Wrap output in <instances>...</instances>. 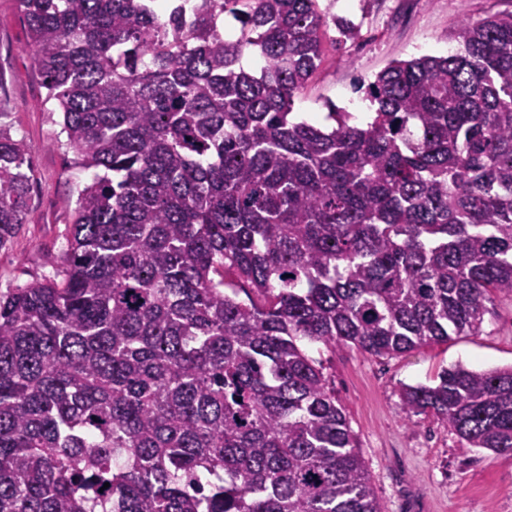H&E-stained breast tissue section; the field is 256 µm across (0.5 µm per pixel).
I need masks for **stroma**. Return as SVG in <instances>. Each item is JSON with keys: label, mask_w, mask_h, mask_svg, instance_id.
I'll return each instance as SVG.
<instances>
[{"label": "stroma", "mask_w": 512, "mask_h": 512, "mask_svg": "<svg viewBox=\"0 0 512 512\" xmlns=\"http://www.w3.org/2000/svg\"><path fill=\"white\" fill-rule=\"evenodd\" d=\"M331 14L351 20L352 39L329 28L321 64L295 107L312 118L331 101L365 112L360 81L395 60L449 55L459 45L451 32L461 21L479 22L512 12V0H319ZM47 90L27 47L17 0H0V111L13 137L31 149L34 177L27 221L0 245V292L58 282L74 220L77 189L91 171L75 166L61 146L62 114L46 103ZM321 361L339 400L385 512H512V458L462 447L448 426L430 414L403 411V386L432 383L441 370L463 364L476 370L512 365V298H495L479 334L455 336L393 358L356 347L334 352L307 345Z\"/></svg>", "instance_id": "1"}]
</instances>
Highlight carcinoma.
I'll return each mask as SVG.
<instances>
[{
  "label": "carcinoma",
  "mask_w": 512,
  "mask_h": 512,
  "mask_svg": "<svg viewBox=\"0 0 512 512\" xmlns=\"http://www.w3.org/2000/svg\"><path fill=\"white\" fill-rule=\"evenodd\" d=\"M18 4L96 173L62 281L0 294V512H384L302 342L388 358L512 297V14L322 124L295 98L327 30L355 29L318 0ZM31 177L0 127V246ZM401 404L512 456V366L446 368Z\"/></svg>",
  "instance_id": "obj_1"
}]
</instances>
